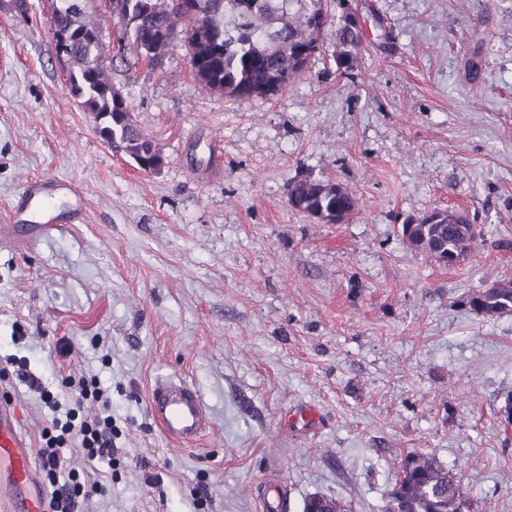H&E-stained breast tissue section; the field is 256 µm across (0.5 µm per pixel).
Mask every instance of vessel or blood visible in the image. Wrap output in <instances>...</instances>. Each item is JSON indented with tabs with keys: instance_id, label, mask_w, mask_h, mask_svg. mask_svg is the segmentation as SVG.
I'll list each match as a JSON object with an SVG mask.
<instances>
[{
	"instance_id": "obj_1",
	"label": "vessel or blood",
	"mask_w": 512,
	"mask_h": 512,
	"mask_svg": "<svg viewBox=\"0 0 512 512\" xmlns=\"http://www.w3.org/2000/svg\"><path fill=\"white\" fill-rule=\"evenodd\" d=\"M23 196L25 205L18 211L19 221L33 224L44 219L47 229L57 227L52 204L68 201L69 218L81 215L82 198L70 183L57 179L27 182ZM153 422L171 440L188 444L202 438L211 426V417L199 393L189 384L161 379L152 386L147 399ZM7 464L11 483L16 491L11 512H48L47 497L38 485L37 472L28 438L17 408L12 402H0V464Z\"/></svg>"
}]
</instances>
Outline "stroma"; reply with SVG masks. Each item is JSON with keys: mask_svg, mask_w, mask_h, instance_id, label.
Segmentation results:
<instances>
[{"mask_svg": "<svg viewBox=\"0 0 512 512\" xmlns=\"http://www.w3.org/2000/svg\"><path fill=\"white\" fill-rule=\"evenodd\" d=\"M58 0H0V225L32 179L69 181L81 220L0 244V369L43 388L96 377L119 429L111 463L63 454L99 482L82 512H262L260 486L384 512L400 460L428 452L478 512H512V313L466 298L512 281V0H353L367 40L346 78L315 57L281 93L242 100L123 40L105 0L101 57L162 151L139 170L67 88L46 21ZM342 184L341 224L288 204L289 180ZM476 215L484 242L442 266L401 236L434 208ZM193 385L212 427L166 437L156 380ZM31 449L52 412L0 384Z\"/></svg>", "mask_w": 512, "mask_h": 512, "instance_id": "stroma-1", "label": "stroma"}]
</instances>
